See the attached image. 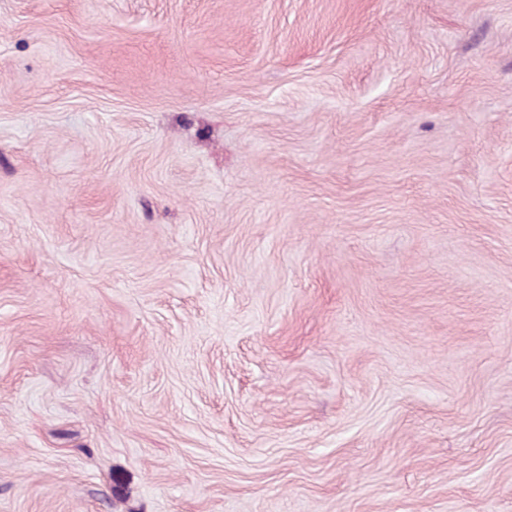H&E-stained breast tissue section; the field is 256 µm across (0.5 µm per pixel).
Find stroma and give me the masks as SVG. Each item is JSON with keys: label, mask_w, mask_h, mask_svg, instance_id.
Returning <instances> with one entry per match:
<instances>
[{"label": "stroma", "mask_w": 512, "mask_h": 512, "mask_svg": "<svg viewBox=\"0 0 512 512\" xmlns=\"http://www.w3.org/2000/svg\"><path fill=\"white\" fill-rule=\"evenodd\" d=\"M0 512H512V0H0Z\"/></svg>", "instance_id": "stroma-1"}]
</instances>
